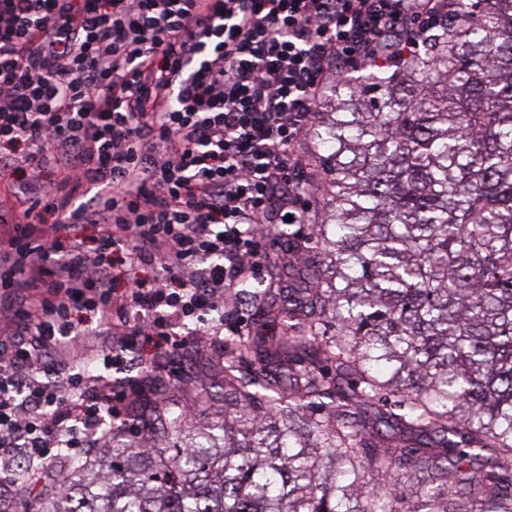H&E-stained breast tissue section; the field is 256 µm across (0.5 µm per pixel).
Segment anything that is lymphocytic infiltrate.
Returning a JSON list of instances; mask_svg holds the SVG:
<instances>
[{"label":"lymphocytic infiltrate","instance_id":"obj_1","mask_svg":"<svg viewBox=\"0 0 512 512\" xmlns=\"http://www.w3.org/2000/svg\"><path fill=\"white\" fill-rule=\"evenodd\" d=\"M458 2L0 0V486L61 483L52 449L138 433L121 407L165 398L166 366L107 372L145 346L183 349L192 322L245 334L225 292L262 277L278 224L308 221L294 149L330 69L417 55ZM61 224L98 225L97 246L60 251ZM107 250L151 277L116 291Z\"/></svg>","mask_w":512,"mask_h":512}]
</instances>
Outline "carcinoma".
<instances>
[{
    "label": "carcinoma",
    "instance_id": "obj_1",
    "mask_svg": "<svg viewBox=\"0 0 512 512\" xmlns=\"http://www.w3.org/2000/svg\"><path fill=\"white\" fill-rule=\"evenodd\" d=\"M367 70L313 128L326 274L277 270L304 287L224 351V419L182 445L185 416L134 410L159 445L114 440L24 512H512V0Z\"/></svg>",
    "mask_w": 512,
    "mask_h": 512
}]
</instances>
